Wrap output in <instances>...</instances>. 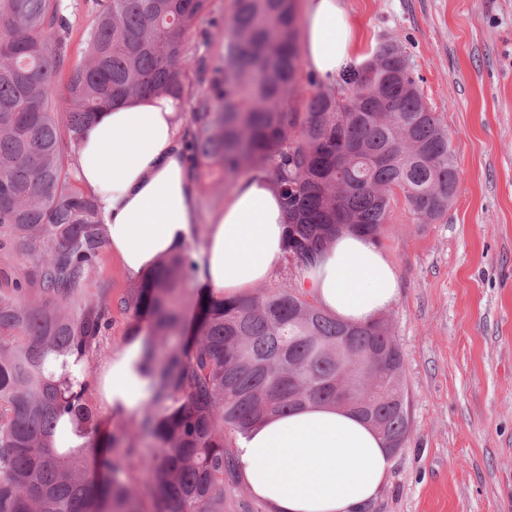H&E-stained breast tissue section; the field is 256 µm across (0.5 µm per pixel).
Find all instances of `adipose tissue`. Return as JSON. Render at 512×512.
Masks as SVG:
<instances>
[{
    "mask_svg": "<svg viewBox=\"0 0 512 512\" xmlns=\"http://www.w3.org/2000/svg\"><path fill=\"white\" fill-rule=\"evenodd\" d=\"M300 40L305 69L321 77L334 78L353 60V27L339 0H306ZM181 107L170 97L127 98L98 112L78 141L77 180L95 196L112 254L132 277L188 244L197 222ZM287 222L270 176L258 170L242 177L209 218L200 279L227 296L250 292L281 261ZM301 284L329 314L366 324L396 301L398 272L379 244L345 230ZM139 357L134 344L113 358L105 385L110 410L128 413L146 398L134 371ZM236 457L241 481L268 512H365L391 469L382 436L342 406L268 417L240 438Z\"/></svg>",
    "mask_w": 512,
    "mask_h": 512,
    "instance_id": "adipose-tissue-1",
    "label": "adipose tissue"
}]
</instances>
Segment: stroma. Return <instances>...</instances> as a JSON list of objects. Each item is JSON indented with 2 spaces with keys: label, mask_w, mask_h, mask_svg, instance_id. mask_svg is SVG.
<instances>
[{
  "label": "stroma",
  "mask_w": 512,
  "mask_h": 512,
  "mask_svg": "<svg viewBox=\"0 0 512 512\" xmlns=\"http://www.w3.org/2000/svg\"><path fill=\"white\" fill-rule=\"evenodd\" d=\"M364 61L399 37L460 173L447 214L417 223L395 196L380 239L399 273L387 311L405 357L410 431L367 512H512V0H341ZM200 233L226 190L197 178ZM93 281L112 323L93 351V402L125 346L117 306L135 284L110 251Z\"/></svg>",
  "instance_id": "stroma-1"
}]
</instances>
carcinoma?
<instances>
[{
  "mask_svg": "<svg viewBox=\"0 0 512 512\" xmlns=\"http://www.w3.org/2000/svg\"><path fill=\"white\" fill-rule=\"evenodd\" d=\"M228 10L230 33L211 0H93L73 66L63 0H0L11 31L0 39V186L10 188L0 191V251L23 241L39 252L27 279L0 290V512H140L142 494L155 512H253L232 440L269 416L336 403L354 369L369 373L368 407L352 412L384 417L386 442L409 431L404 357L386 320L346 331L292 285L216 294L199 281L196 236L118 301L130 313L125 341L142 340L137 371L150 395L130 420L102 429L90 353L110 326L109 289L88 287L105 225L70 152L103 107L136 95L189 101L191 177L217 163L230 187L268 171L296 278L343 228L379 241L394 191L417 223L432 224L459 181L447 130L404 68L399 39L331 85L310 76L304 88L297 0H230ZM65 71L63 123L51 90Z\"/></svg>",
  "mask_w": 512,
  "mask_h": 512,
  "instance_id": "1",
  "label": "carcinoma"
}]
</instances>
